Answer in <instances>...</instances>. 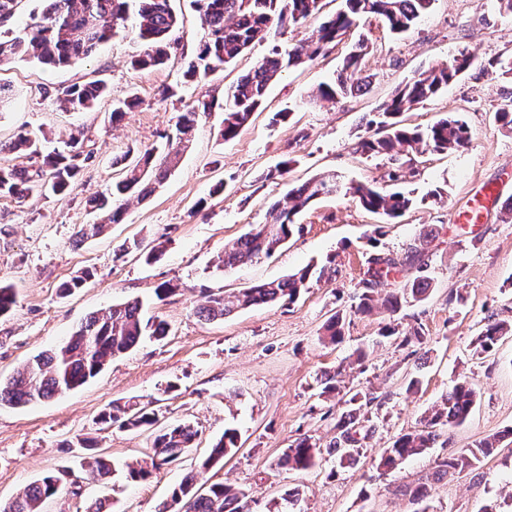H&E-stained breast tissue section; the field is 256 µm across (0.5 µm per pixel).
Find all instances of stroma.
I'll list each match as a JSON object with an SVG mask.
<instances>
[{
  "label": "stroma",
  "instance_id": "1",
  "mask_svg": "<svg viewBox=\"0 0 512 512\" xmlns=\"http://www.w3.org/2000/svg\"><path fill=\"white\" fill-rule=\"evenodd\" d=\"M179 16L178 52L192 57L206 34L191 0H172ZM369 47L361 73L372 84L363 94L336 102L318 98L358 35L350 33L327 56L284 69L268 89L264 108L231 140L221 138L222 113L199 115L188 148L162 185L145 200H131L121 223L100 236L76 238L79 225L94 221L86 201L101 194L117 176L123 154L140 156L163 143L178 115L198 93L224 90L271 45L288 50L306 35L286 29L274 43H262L236 65L196 87L164 100L160 91L175 84L178 64L136 72L129 65L141 45L121 31L89 59L50 68L35 59L13 62L0 71L8 97L0 103V142L19 131L43 137L47 147L70 136L85 139L94 152L71 191L63 196L20 202L0 197V282L12 285L16 302L0 317V379L27 358L67 340L89 314L138 298L145 317L169 323L162 342L143 340L108 361L85 385L23 407L0 405V503L42 476L78 468L76 442L88 438L118 467L135 462L151 445L150 431L126 430L99 422L112 402L149 403L159 426L188 421L196 443L179 460L144 481L116 476L110 484L84 482L78 497L59 495L46 512H84L89 499L106 497L112 512H155L187 474L196 487L227 482L249 489L252 512H282V496L297 487L303 512H412L399 486L432 470L436 460L458 454L484 438L512 427V335L492 352L476 354L473 339L487 319L512 323V217L501 203L512 197V129L494 120L501 96L512 92V74L491 69L498 55L512 54V14L498 0H435L428 15L402 36L378 20L369 24ZM465 48L472 65L438 97L407 112L408 123L429 126L446 116L464 119L471 132L467 147L410 159L368 157L357 147L373 135L369 120L396 89L415 74ZM104 78L110 93L89 112H68L55 102L56 89ZM136 96L139 107L110 121L113 103ZM288 112L280 120L278 112ZM291 160L288 173L278 174ZM405 169L399 184L390 172ZM333 173L343 188L321 197L297 216L298 231L273 256L225 271L215 267L225 244L250 225L265 223L269 206L292 186ZM376 182L399 187L414 204L400 223L382 236L380 221L356 204L349 186ZM221 193H214L216 184ZM498 192L482 223H457L487 190ZM141 250L115 260L128 240ZM424 251L432 281L428 297L409 301L394 319L421 326L425 344L397 346L382 338L392 317L377 310L356 312L354 295L370 249L400 255ZM158 250L156 260L144 254ZM333 259L335 273L312 281L293 303L255 306L216 322L196 314L212 293L229 294L280 279L311 262ZM92 279L69 296L59 286L80 272ZM169 284L159 298L155 290ZM344 311L341 343L319 340L327 320ZM339 371L340 395L321 396L323 373ZM417 388H410L411 378ZM477 391L466 422L445 432L429 450L398 469L378 468L376 459L397 436L419 426L431 407L460 379ZM374 392L365 407L375 425L359 462L349 468L327 460L307 471L277 467L293 440L309 436L327 445L345 409L346 391ZM240 434V448L223 465L202 469L212 443L225 427ZM478 468L436 484L433 512H481L497 503L512 512V438Z\"/></svg>",
  "mask_w": 512,
  "mask_h": 512
}]
</instances>
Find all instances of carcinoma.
<instances>
[{
  "label": "carcinoma",
  "mask_w": 512,
  "mask_h": 512,
  "mask_svg": "<svg viewBox=\"0 0 512 512\" xmlns=\"http://www.w3.org/2000/svg\"><path fill=\"white\" fill-rule=\"evenodd\" d=\"M42 17L32 19L20 32L9 39H0V68L13 60L33 56L43 64L71 65L91 57L99 46L119 30L126 29L130 15L137 21L131 33L143 46L130 65L136 71L166 64L179 41L174 37L179 17L170 0H47ZM206 26V37L182 71V83H201L208 76L221 72L251 48L266 40L271 30L299 28L316 17L322 0H192ZM345 8L322 21L303 42L295 44L288 56L273 48L218 99L202 94L193 107L180 114L173 134L166 136L162 154L148 151L136 159L121 160V176L112 181L106 192L90 199L88 208L97 213L98 221L81 224L77 237L81 240L97 236L105 225L120 221L129 198L147 197L175 167L180 151L187 147L199 112H221V136L229 140L251 120L262 106L269 84L286 66L313 61L327 55L353 28L372 18L379 19L393 34L408 31L426 15L434 0H344ZM368 46L361 41L343 60L342 68L331 84L318 87V96L334 101L368 90L370 83L351 79ZM473 57L462 49L444 63L420 73L399 87L384 102L379 115L383 120L369 121L376 132L360 143L363 153L370 156H393L402 149L415 154L439 153L465 147L470 140L469 127L459 117H446L426 129L404 123L402 116L413 107L438 96L472 65ZM108 94L102 79L75 83L58 90L56 101L74 112L92 109L98 99ZM495 118L504 127L512 128V95L503 97ZM2 152H23L30 156L27 167L0 164V195L22 202L30 197L47 194L62 195L78 179L83 168L92 160L93 152L84 149L77 138L65 143L61 150L42 154L39 139L29 133L19 134L13 141L0 143ZM336 186V176L317 175L292 187L284 197L269 208V219L256 224L234 242L224 246L217 268L225 269L262 256L269 257L292 236L294 217L310 207L315 199L330 193ZM355 201L365 210L380 214L391 224L410 209L413 199L400 193H386L375 183H359L350 187ZM427 263L424 254L411 248L401 256L372 253L367 269L355 294V308L370 313L380 307L391 315L397 314L406 296L421 298L430 289V278L424 275ZM413 269L417 275L398 292L381 294V284L393 273ZM332 268L306 265L285 278L240 290L234 295L213 294L208 304L196 310L197 316L213 322L224 319L238 309L275 302H294L308 287L313 277L323 278ZM142 301L138 298L112 305L107 311L89 315L72 336L58 347L27 359L7 380H0V405L21 406L38 399L62 395L95 377L105 363L134 349L149 336L161 341L168 335L163 320H143ZM344 317L334 314L324 326L322 339L336 344L342 339ZM506 336L503 324L490 320L476 339V348L487 353ZM377 399L372 392H356L348 400L349 410L336 422V436L321 447L303 436L292 442L277 460V466L302 471L315 466L322 456H334L345 468L358 460L363 442L375 432V425L365 423L360 412ZM476 401V391L467 380L457 382L423 426L399 435L392 446L384 449L378 466L393 469L409 457L421 455L432 447L442 433L464 423ZM103 424H119L128 430L151 427L157 422L155 410L147 405L126 402L112 403L100 415ZM198 431L189 422L168 425L155 432L151 452L140 462L128 466L133 480H146L152 471L177 461L192 444ZM512 437V428L492 438L483 439L458 455L435 462L433 471L418 482L401 489V494L413 505L432 496L433 487L449 474L474 469L483 459L492 456L504 438ZM238 433L232 428L212 446L203 462L208 468L232 455L238 447ZM78 447L90 451L81 467L87 479L98 481L115 474L111 461L94 453L95 441L80 439ZM70 471L63 469L43 476L5 505L0 512H42L43 503L57 496ZM156 512H248V492L222 482L214 483L206 493L194 490L193 477L188 476L173 489L170 499L161 502Z\"/></svg>",
  "instance_id": "cac0c4a2"
}]
</instances>
